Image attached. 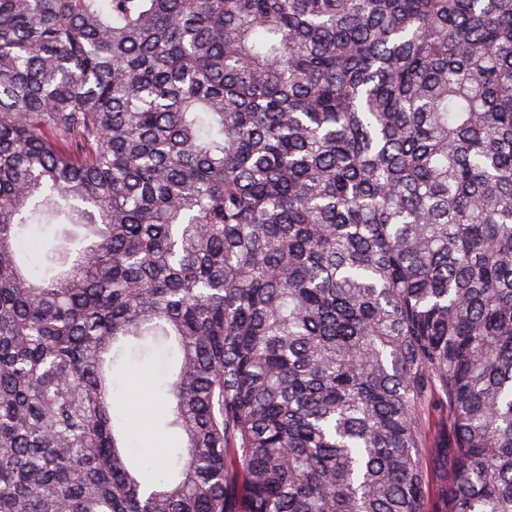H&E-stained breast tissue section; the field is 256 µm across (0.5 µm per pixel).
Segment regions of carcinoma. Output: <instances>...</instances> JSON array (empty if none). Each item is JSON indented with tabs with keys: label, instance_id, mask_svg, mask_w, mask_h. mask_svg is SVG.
Wrapping results in <instances>:
<instances>
[{
	"label": "carcinoma",
	"instance_id": "cac0c4a2",
	"mask_svg": "<svg viewBox=\"0 0 512 512\" xmlns=\"http://www.w3.org/2000/svg\"><path fill=\"white\" fill-rule=\"evenodd\" d=\"M0 512H512V0H0ZM126 381L116 394V403L123 407L133 417L132 446L134 448H149L153 460V467L146 473L147 478H156L162 472L169 452L164 453L165 442L163 438L154 433L159 417V399L164 396V386L167 378L165 374V355L160 351H151L141 355L138 351L130 353L125 370ZM148 383L151 391L145 396L150 409L145 411L146 421H143L130 405L134 388L140 389L142 384ZM162 448V460L155 456L154 448ZM444 419L437 412L432 413L430 420V447L428 449L427 466L434 491L439 490L445 483L447 463L445 454L446 429Z\"/></svg>",
	"mask_w": 512,
	"mask_h": 512
}]
</instances>
